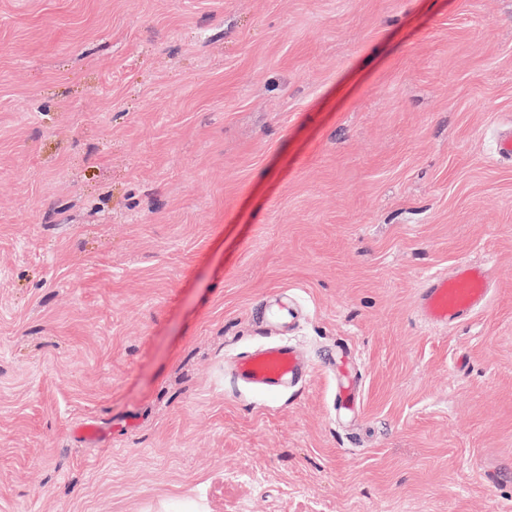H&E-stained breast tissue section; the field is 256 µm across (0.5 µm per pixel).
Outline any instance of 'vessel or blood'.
Segmentation results:
<instances>
[{
    "label": "vessel or blood",
    "mask_w": 512,
    "mask_h": 512,
    "mask_svg": "<svg viewBox=\"0 0 512 512\" xmlns=\"http://www.w3.org/2000/svg\"><path fill=\"white\" fill-rule=\"evenodd\" d=\"M485 264L463 261L449 275L426 280L420 291L422 318L433 326L470 321L489 301ZM235 382L264 392H278L305 381L310 370L296 347L268 344L232 360Z\"/></svg>",
    "instance_id": "1"
}]
</instances>
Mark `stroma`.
I'll list each match as a JSON object with an SVG mask.
<instances>
[{
    "instance_id": "stroma-1",
    "label": "stroma",
    "mask_w": 512,
    "mask_h": 512,
    "mask_svg": "<svg viewBox=\"0 0 512 512\" xmlns=\"http://www.w3.org/2000/svg\"><path fill=\"white\" fill-rule=\"evenodd\" d=\"M506 137L512 0H0V512H512ZM490 282L484 263L462 261L454 272L426 280L420 291L422 318L433 326L470 321L489 301ZM234 381L264 392H279L305 381L309 367L296 347L268 344L232 360Z\"/></svg>"
}]
</instances>
